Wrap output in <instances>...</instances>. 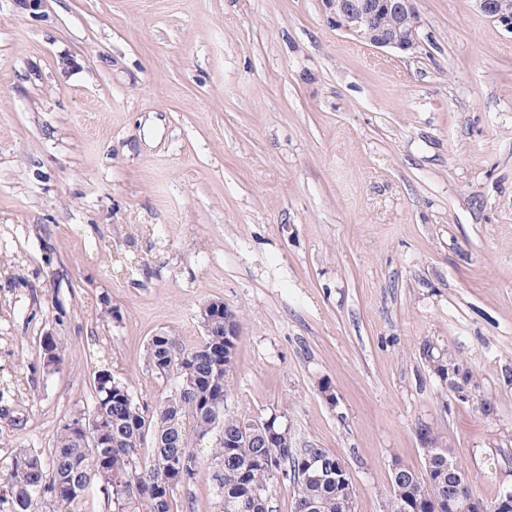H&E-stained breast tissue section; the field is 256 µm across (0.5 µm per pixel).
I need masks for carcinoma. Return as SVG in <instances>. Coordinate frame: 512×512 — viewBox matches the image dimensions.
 <instances>
[{"label": "carcinoma", "mask_w": 512, "mask_h": 512, "mask_svg": "<svg viewBox=\"0 0 512 512\" xmlns=\"http://www.w3.org/2000/svg\"><path fill=\"white\" fill-rule=\"evenodd\" d=\"M239 337L224 335V318L207 326L201 340L186 346L165 333L151 337L148 361L158 375L172 378L175 388L151 406L129 387L102 370L94 378L92 429L67 420L54 438L46 464L37 451L21 448L0 472V512H70L91 488L105 499L109 512H177L175 492L206 471L214 495V512H274L268 493L275 474L293 483L294 512H345L342 460L325 448H296L288 438L269 447L268 430L241 432L247 416L224 412V397L235 368ZM436 376H448L451 357L423 347ZM423 438L440 447L424 472L407 469L391 480L390 512H435L448 500L452 477L448 449L439 433L425 428ZM208 442L207 457L198 445ZM313 456L329 472L321 480L303 479ZM185 460L180 468L172 460Z\"/></svg>", "instance_id": "1"}]
</instances>
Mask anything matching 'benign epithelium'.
Segmentation results:
<instances>
[{"instance_id":"obj_1","label":"benign epithelium","mask_w":512,"mask_h":512,"mask_svg":"<svg viewBox=\"0 0 512 512\" xmlns=\"http://www.w3.org/2000/svg\"><path fill=\"white\" fill-rule=\"evenodd\" d=\"M327 19L336 29L350 34L369 46L416 55L422 48L420 21L414 0H322ZM477 9L512 33V13L503 11L497 0H475ZM390 16V24L383 23ZM452 379L443 382L448 396L456 401L472 402L477 390L454 378L460 374L451 372ZM448 470L455 476L448 491L447 512H484L483 503L471 488L468 476L455 462L448 461Z\"/></svg>"}]
</instances>
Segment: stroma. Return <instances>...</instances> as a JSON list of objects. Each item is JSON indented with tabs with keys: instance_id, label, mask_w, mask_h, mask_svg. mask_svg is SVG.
I'll list each match as a JSON object with an SVG mask.
<instances>
[{
	"instance_id": "stroma-1",
	"label": "stroma",
	"mask_w": 512,
	"mask_h": 512,
	"mask_svg": "<svg viewBox=\"0 0 512 512\" xmlns=\"http://www.w3.org/2000/svg\"><path fill=\"white\" fill-rule=\"evenodd\" d=\"M415 8L409 56L321 0H0V466L49 458L97 371L169 392L150 337L196 344L220 299L227 412H283L355 512H387L393 461L423 470L425 427L483 501L512 484V34ZM427 343L492 414L448 401Z\"/></svg>"
}]
</instances>
